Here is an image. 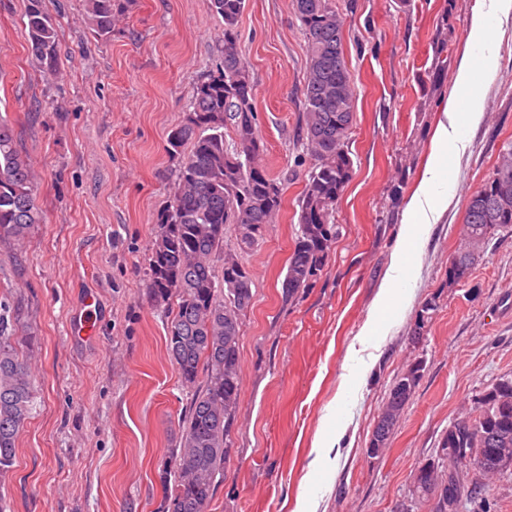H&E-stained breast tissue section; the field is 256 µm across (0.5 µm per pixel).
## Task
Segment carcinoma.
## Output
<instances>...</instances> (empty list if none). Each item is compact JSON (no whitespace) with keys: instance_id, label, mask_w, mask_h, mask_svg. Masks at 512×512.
Here are the masks:
<instances>
[{"instance_id":"obj_1","label":"carcinoma","mask_w":512,"mask_h":512,"mask_svg":"<svg viewBox=\"0 0 512 512\" xmlns=\"http://www.w3.org/2000/svg\"><path fill=\"white\" fill-rule=\"evenodd\" d=\"M224 20V65L196 87L192 110L168 138V153L179 160L173 200L162 219L149 258L148 289L161 303H173L167 326V350L182 381L195 387L174 464L159 473V512H208L230 459L229 436L240 395V317L224 324V281L238 293L239 310L251 304L253 280L243 266L219 279L213 258L224 246V227L249 224L261 235L282 203L281 188L259 165L264 145L256 130L254 89L240 47L239 19L245 0H209ZM94 33L112 34V0H88ZM306 41V77L302 89V141L312 159L298 199L299 233L283 282L293 296L309 285L328 259V243L338 234L334 211L351 176L347 149L350 129L344 110L354 109L355 89L347 70L336 69L344 55V19L332 0H295ZM30 49L46 74L57 67L55 22L42 0H30L26 12ZM231 128L228 142L224 129ZM189 151H184L185 146ZM42 223L30 165L16 145L12 127L0 122V241L22 243ZM512 232V179L503 184L492 172L471 194L461 242L454 253L471 271L470 237L485 225ZM0 313V476L15 462L20 427L34 405L30 371ZM485 403L471 419L466 461L448 457V470L472 469L479 475L500 471L489 448H512V379H501L482 391ZM413 393L395 381L387 399L402 411ZM472 512H491L485 487L471 483Z\"/></svg>"}]
</instances>
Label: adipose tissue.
I'll return each mask as SVG.
<instances>
[{"instance_id":"1","label":"adipose tissue","mask_w":512,"mask_h":512,"mask_svg":"<svg viewBox=\"0 0 512 512\" xmlns=\"http://www.w3.org/2000/svg\"><path fill=\"white\" fill-rule=\"evenodd\" d=\"M512 21V0H476L468 29V49L459 63L455 93L441 103L442 118L433 133V150L420 183L407 198L402 211L398 245L384 283L378 292L381 304L404 309L412 298L407 283L414 270L406 247L423 242L429 229L441 221L448 208L443 185L456 159L469 147L467 132L483 117L480 89L495 67L494 39L497 29Z\"/></svg>"}]
</instances>
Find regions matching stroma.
<instances>
[{"mask_svg": "<svg viewBox=\"0 0 512 512\" xmlns=\"http://www.w3.org/2000/svg\"><path fill=\"white\" fill-rule=\"evenodd\" d=\"M356 91L350 181L326 266L286 299L282 283L310 159L301 140L306 42L293 0H246L240 41L254 85L263 165L282 206L259 240L225 250L253 278L241 315V393L231 460L210 512H294L304 479L316 512H394L414 469L436 457L449 424L474 398L512 378V232H500L468 279L448 283L470 194L512 142V23L497 35L482 87L483 119L455 163L457 191L423 245L411 305L376 308L406 198L419 181L456 89L476 0H334ZM28 0H0V120L13 127L45 221L23 245L0 243V305L27 341L37 390L13 469L0 477V512H156L158 464L178 447L193 387L165 346L167 312L147 290L150 247L174 192L167 152L194 88L223 62L224 21L209 0H114L107 38L92 31L85 0H45L57 24L58 66L31 56ZM444 36L443 53L433 42ZM443 66H436V57ZM436 301L422 337L415 317ZM97 332L69 335L73 314ZM390 331L377 359L341 393L346 360L371 315ZM424 371L387 450L366 448L389 390L412 361ZM349 417L339 453L311 473L327 413Z\"/></svg>", "mask_w": 512, "mask_h": 512, "instance_id": "1", "label": "stroma"}]
</instances>
